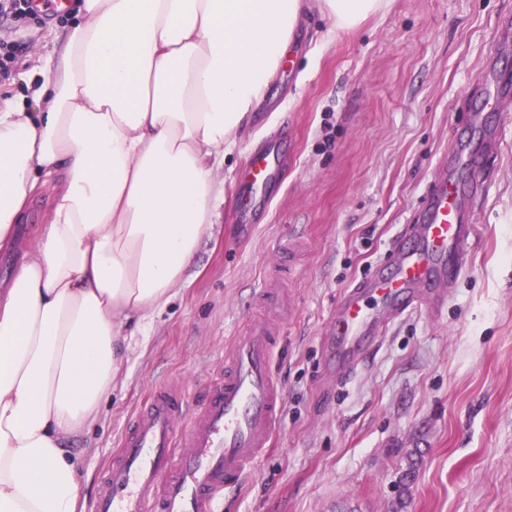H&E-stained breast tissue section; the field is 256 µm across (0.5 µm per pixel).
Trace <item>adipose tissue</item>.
<instances>
[{
	"label": "adipose tissue",
	"mask_w": 512,
	"mask_h": 512,
	"mask_svg": "<svg viewBox=\"0 0 512 512\" xmlns=\"http://www.w3.org/2000/svg\"><path fill=\"white\" fill-rule=\"evenodd\" d=\"M351 29L385 0H316ZM303 0H80L35 111L0 99V250L57 187L0 287V512H79L66 446L97 416L123 331L164 305L219 206L212 171L265 99Z\"/></svg>",
	"instance_id": "ef3b65f1"
}]
</instances>
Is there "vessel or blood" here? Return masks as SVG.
Segmentation results:
<instances>
[{"instance_id": "vessel-or-blood-1", "label": "vessel or blood", "mask_w": 512, "mask_h": 512, "mask_svg": "<svg viewBox=\"0 0 512 512\" xmlns=\"http://www.w3.org/2000/svg\"><path fill=\"white\" fill-rule=\"evenodd\" d=\"M488 50L481 80L483 112L471 117L470 135L456 141L436 168L387 263L350 288L328 322L330 376L342 381L356 368L369 338L390 314L445 301L459 275V255L473 234L474 213L461 203L457 174L477 170L497 152V132L484 115L512 100V76L495 67ZM287 133L253 150L240 176L238 220L256 221L278 184ZM278 325L250 324L224 354L207 400L188 411L181 386L155 387L119 442L104 473L95 512H219L225 491L238 489L250 466L269 448L282 411L272 361Z\"/></svg>"}]
</instances>
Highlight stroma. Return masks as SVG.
<instances>
[{
    "mask_svg": "<svg viewBox=\"0 0 512 512\" xmlns=\"http://www.w3.org/2000/svg\"><path fill=\"white\" fill-rule=\"evenodd\" d=\"M512 0H388L356 28L305 12L252 121L213 172L224 197L182 287L126 341L95 422L72 439L83 512L155 386L203 399L234 336L261 316L267 286L288 301L275 376L283 407L273 445L223 512H512V111L488 115L500 148L469 199L477 230L437 310L395 316L340 385L325 381L328 319L344 292L388 256L435 167L447 162L469 91ZM70 15H0L15 59L0 96L40 83L34 68ZM287 131L288 165L260 224L234 223L250 152Z\"/></svg>",
    "mask_w": 512,
    "mask_h": 512,
    "instance_id": "stroma-1",
    "label": "stroma"
}]
</instances>
